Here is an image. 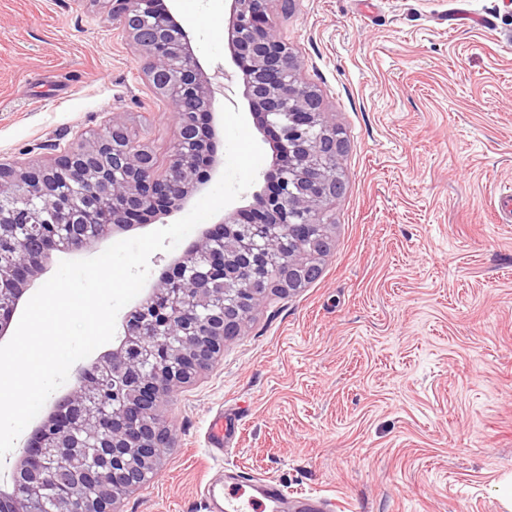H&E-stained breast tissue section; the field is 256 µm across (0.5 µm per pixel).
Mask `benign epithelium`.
Returning a JSON list of instances; mask_svg holds the SVG:
<instances>
[{
	"label": "benign epithelium",
	"mask_w": 512,
	"mask_h": 512,
	"mask_svg": "<svg viewBox=\"0 0 512 512\" xmlns=\"http://www.w3.org/2000/svg\"><path fill=\"white\" fill-rule=\"evenodd\" d=\"M271 0H233L231 43L244 96L279 157L265 174L257 205L202 231L157 287L127 313L118 348L76 371L26 441L6 497L12 512H55L47 488L64 470L81 483L68 512H117L120 496L149 482L169 447L162 402L216 361L241 333L256 303L299 290L318 273L328 225L308 215L343 190L336 176L343 147L318 91L297 78V63L269 15ZM112 26L143 52V70L176 110L178 137L164 169L130 134L109 121L90 146L67 147L47 167L0 162V335H6L32 278L52 252L75 254L107 240L160 207L183 202L213 166L211 122L224 71L204 76L189 34L153 0H112ZM65 169L71 191L52 173Z\"/></svg>",
	"instance_id": "7a95c632"
}]
</instances>
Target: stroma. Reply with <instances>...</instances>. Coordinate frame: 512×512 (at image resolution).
<instances>
[{"label":"stroma","mask_w":512,"mask_h":512,"mask_svg":"<svg viewBox=\"0 0 512 512\" xmlns=\"http://www.w3.org/2000/svg\"><path fill=\"white\" fill-rule=\"evenodd\" d=\"M205 75H232V0H163ZM302 83L343 131L344 189L314 281L255 308L220 360L159 409L171 433L118 512H206L220 474L333 512H512V0H273ZM106 0H0V161L46 165L119 121L166 166L170 100ZM114 233L184 217L217 183ZM239 411L232 448L210 414ZM209 429L210 452L214 455H223L224 447L229 446L231 439V424L228 423L227 417H224V411L212 419Z\"/></svg>","instance_id":"stroma-1"}]
</instances>
